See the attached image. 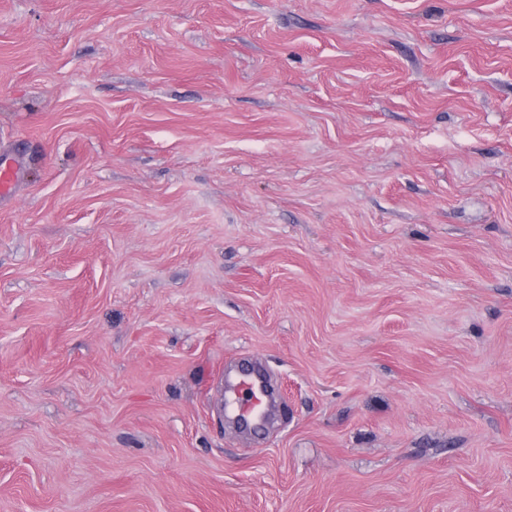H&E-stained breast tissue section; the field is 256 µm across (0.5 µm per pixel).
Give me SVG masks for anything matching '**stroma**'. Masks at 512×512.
<instances>
[{"label": "stroma", "mask_w": 512, "mask_h": 512, "mask_svg": "<svg viewBox=\"0 0 512 512\" xmlns=\"http://www.w3.org/2000/svg\"><path fill=\"white\" fill-rule=\"evenodd\" d=\"M10 158L0 512H512V0H0ZM267 383L269 382L265 374L258 367L240 372L232 385L239 386L240 393L245 392L248 398L246 401L240 398L229 401L226 408L230 410L233 416L236 415L242 420L260 418L269 396Z\"/></svg>", "instance_id": "stroma-1"}]
</instances>
